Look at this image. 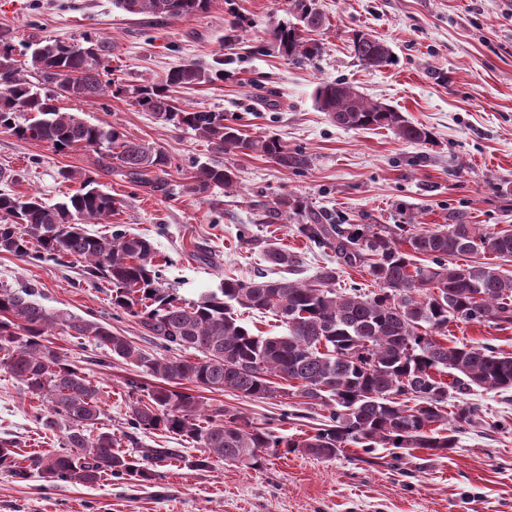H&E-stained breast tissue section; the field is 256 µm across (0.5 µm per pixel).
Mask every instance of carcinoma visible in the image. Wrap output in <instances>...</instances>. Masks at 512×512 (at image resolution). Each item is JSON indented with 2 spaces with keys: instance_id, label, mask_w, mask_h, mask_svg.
Instances as JSON below:
<instances>
[{
  "instance_id": "1",
  "label": "carcinoma",
  "mask_w": 512,
  "mask_h": 512,
  "mask_svg": "<svg viewBox=\"0 0 512 512\" xmlns=\"http://www.w3.org/2000/svg\"><path fill=\"white\" fill-rule=\"evenodd\" d=\"M297 23L273 32V46L293 62L313 59L321 46L307 33L326 25L312 0H291ZM210 0H114L129 15L176 19L204 12ZM30 69L15 59L12 36L0 32V130L21 140L46 142L53 148H85L97 163L128 181L164 188L161 175L171 159L160 148L134 142L117 127L91 123L58 106L59 100L94 102L109 92L112 41L83 38L73 43L43 38L25 45ZM351 52L365 67L394 63L390 45L356 32ZM211 81L196 63L170 71L165 80L129 91L134 105L158 120L186 129L227 153H252L285 169L308 167L309 157L291 151L271 135L245 136L224 123V113L182 104L173 95ZM315 103L338 127L387 129L402 140L429 141L422 126L389 106L370 101L343 80L322 82ZM65 182L80 188L48 204L37 194L0 193V252L38 261L79 263L86 277L112 286V306L138 320L157 347L167 352L192 351L194 358L148 352L111 325L73 314L53 312L27 289L0 288V366L16 378L30 398L48 403L36 416L46 430L58 420L68 423L65 447L27 457L20 466L11 444L0 442V468L26 480L34 475L54 484L91 485L105 474L150 482L151 465L177 460L193 470L214 461L259 469L269 449L302 451L317 459L336 458L347 445L368 453L384 448L422 449L441 457L455 447V436L478 423L477 406L461 401L446 410L450 392L473 387L512 392V355L488 345H453L451 322L512 325V273L496 260H512V229L472 224L462 212L431 230L413 224H299L296 233L307 244L329 248L336 265L321 267L310 281L286 276L222 279L198 301L177 302L159 284L158 252L139 234L117 229L91 233L118 214L122 202L97 186L85 172L62 170ZM237 175L226 165L200 164L183 190L205 194L235 188ZM483 260L459 265L461 255ZM265 260L293 270L301 263L291 251L269 245ZM368 272L377 290L353 287L336 291L342 267ZM272 312L280 317L282 335L253 333L237 309ZM61 329L89 338L111 355L156 380L148 387L136 379L129 386L144 393L127 405L137 430H164L201 448L191 459L176 448H143L137 455L122 450L121 439L99 426V388L82 368L54 346L52 332ZM278 377L283 386L272 381ZM214 391L232 390L248 399L293 395L328 410L323 427L300 438L275 435L222 405L201 417L200 401L181 389L184 383Z\"/></svg>"
}]
</instances>
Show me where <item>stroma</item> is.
<instances>
[{"label": "stroma", "instance_id": "35a3bbf8", "mask_svg": "<svg viewBox=\"0 0 512 512\" xmlns=\"http://www.w3.org/2000/svg\"><path fill=\"white\" fill-rule=\"evenodd\" d=\"M328 18L316 32L320 55L298 65L273 48L274 28L293 21L289 0H211L207 11L178 19L131 16L113 0H0V31L15 42L51 36L112 42L111 79L117 93L94 103L68 101L70 111L107 123L128 138L162 148L172 165L165 190L139 187L117 173L98 172L101 188L121 200L110 223L90 225L107 235L120 225L148 236L167 262L165 290L196 301L224 277L248 280L269 273L262 254L275 244L299 254L294 276H313L335 258L309 248L296 224L328 215L342 224H415L431 229L450 213L470 223L512 226V0H317ZM363 31L388 42L395 65L365 68L349 40ZM224 73L177 91L183 103L223 113L225 124L248 135H273L310 158L307 169H284L254 154L224 156L237 175L234 190L181 192L193 165L215 158L194 133L176 129L132 104L129 88L155 83L179 65ZM345 80L373 101L402 112L432 134L429 143L398 139L390 130L337 127L314 102L324 81ZM92 151L55 150L0 131V192L38 194L53 203L77 190L63 169L93 167ZM302 202L286 216L281 199ZM205 251L207 260L196 259ZM29 288L51 311L109 323L140 347L149 341L133 318L113 309L109 287L80 267L22 260L0 252V285ZM457 344L486 343L512 353V325L453 322ZM55 347L83 367L100 390L101 427L128 433L126 384L131 366L88 339L55 330ZM203 407L224 406L276 435L301 437L323 422L324 410L298 398L249 400L232 392L196 389ZM482 421L456 436L445 457L420 449L365 463L359 445L335 459L274 452L257 470L221 461L197 471L175 462L156 469L152 483L104 477L90 486L45 487L0 469V512H512V401L474 390ZM43 404L0 369V440L19 454L64 447L66 422L42 429Z\"/></svg>", "mask_w": 512, "mask_h": 512}]
</instances>
